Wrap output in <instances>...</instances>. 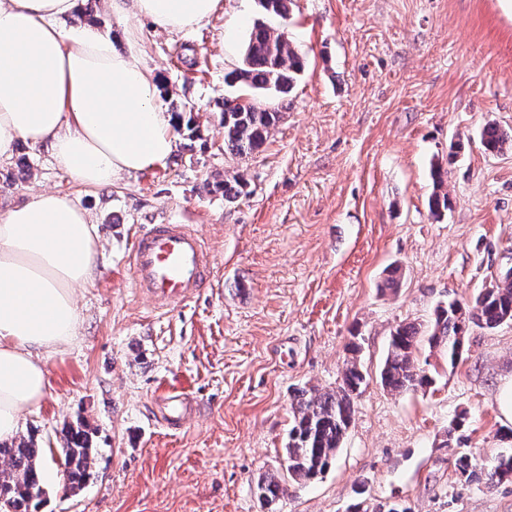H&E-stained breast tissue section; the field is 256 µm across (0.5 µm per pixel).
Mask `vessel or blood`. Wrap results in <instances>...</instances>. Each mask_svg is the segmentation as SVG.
Masks as SVG:
<instances>
[{
  "label": "vessel or blood",
  "instance_id": "vessel-or-blood-1",
  "mask_svg": "<svg viewBox=\"0 0 512 512\" xmlns=\"http://www.w3.org/2000/svg\"><path fill=\"white\" fill-rule=\"evenodd\" d=\"M135 288L161 308L176 310L195 300L212 276L211 256L199 232L189 224H151L137 235L131 251ZM194 397L177 387H163L153 398L154 422L182 429L196 414Z\"/></svg>",
  "mask_w": 512,
  "mask_h": 512
}]
</instances>
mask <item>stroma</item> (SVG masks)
Here are the masks:
<instances>
[{
    "mask_svg": "<svg viewBox=\"0 0 512 512\" xmlns=\"http://www.w3.org/2000/svg\"><path fill=\"white\" fill-rule=\"evenodd\" d=\"M256 0H220L199 28L135 21L161 111L191 110L162 168L87 188L43 145L0 162V213L43 190L67 194L98 226L93 281L77 288L79 335L51 358L50 386L22 439L42 450L38 512H512V482H465L460 453L512 448L495 397L512 374V323L470 327L432 385L383 389L391 330L427 323L439 302L470 300L512 266V148L485 151L494 122L512 135V7L506 0H294L286 27L306 59L262 151L224 154L220 104L241 66ZM451 206L430 212L434 165ZM247 182L225 203V172ZM191 224L213 282L167 312L136 292L130 253L148 224ZM398 272V291L386 289ZM359 347L367 385L336 460L261 503L258 479L285 474L298 389L339 382ZM182 383L200 402L179 432L151 424L155 392ZM94 433L93 476L77 492L60 464L65 431Z\"/></svg>",
    "mask_w": 512,
    "mask_h": 512,
    "instance_id": "1",
    "label": "stroma"
}]
</instances>
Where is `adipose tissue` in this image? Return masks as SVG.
<instances>
[{
  "label": "adipose tissue",
  "mask_w": 512,
  "mask_h": 512,
  "mask_svg": "<svg viewBox=\"0 0 512 512\" xmlns=\"http://www.w3.org/2000/svg\"><path fill=\"white\" fill-rule=\"evenodd\" d=\"M219 0H106L159 29L202 26ZM78 0H0V161L19 142L48 145L84 185L162 168L176 118L159 111L156 74L136 49L65 33ZM97 226L67 195L44 192L0 217V442L13 443L46 395L47 360L78 334L76 287L93 280Z\"/></svg>",
  "instance_id": "1"
}]
</instances>
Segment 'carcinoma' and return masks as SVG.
I'll list each match as a JSON object with an SVG mask.
<instances>
[{
	"label": "carcinoma",
	"mask_w": 512,
	"mask_h": 512,
	"mask_svg": "<svg viewBox=\"0 0 512 512\" xmlns=\"http://www.w3.org/2000/svg\"><path fill=\"white\" fill-rule=\"evenodd\" d=\"M266 15L288 18L291 0H257ZM304 62L285 30L275 29L263 21L254 23L246 44L242 67L224 77L229 86L247 88L251 96L224 99V154L246 158L261 151L271 129L288 109L286 96L303 72ZM482 144L490 153L512 147V137L494 123L484 126ZM435 191L430 206L435 213L448 208V172L433 170ZM224 201L233 203L244 193L247 183L240 174L224 177ZM512 322V270L502 273L482 288L464 305L457 300L441 303L425 326L415 322L398 325L390 335L387 354L380 370L381 385L400 394L433 383L427 365L418 352L423 344L448 357L454 365L462 355L466 324L494 329ZM347 361L341 382L332 390L301 389L291 402L290 429L285 448L288 478L296 483L311 480L323 473L336 457L354 415V400L366 385V376L354 348ZM41 449L23 440L0 445V512H37L43 495L40 480ZM90 436L82 423L66 431L61 449L66 481L72 491L81 489L92 476ZM456 471L468 483L488 488L512 477V452H501L489 463H480L463 453L455 460ZM260 500L275 502L283 492L281 479L267 475L256 485Z\"/></svg>",
	"instance_id": "obj_1"
}]
</instances>
